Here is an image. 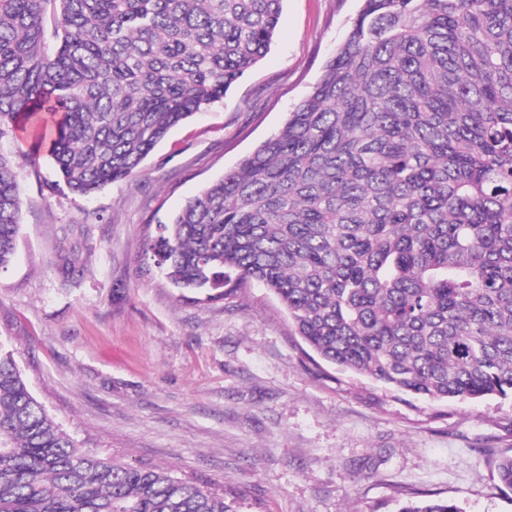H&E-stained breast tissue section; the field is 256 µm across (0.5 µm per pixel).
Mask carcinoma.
I'll return each mask as SVG.
<instances>
[{
    "instance_id": "obj_1",
    "label": "carcinoma",
    "mask_w": 512,
    "mask_h": 512,
    "mask_svg": "<svg viewBox=\"0 0 512 512\" xmlns=\"http://www.w3.org/2000/svg\"><path fill=\"white\" fill-rule=\"evenodd\" d=\"M282 2L0 0V138L47 123L58 181L90 197L247 75ZM22 208L0 152V271ZM157 229L175 286H266L340 371L512 398V0H363L281 128ZM496 466L512 490V456ZM0 512L238 510L78 448L0 351Z\"/></svg>"
}]
</instances>
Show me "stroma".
Wrapping results in <instances>:
<instances>
[{
    "label": "stroma",
    "mask_w": 512,
    "mask_h": 512,
    "mask_svg": "<svg viewBox=\"0 0 512 512\" xmlns=\"http://www.w3.org/2000/svg\"><path fill=\"white\" fill-rule=\"evenodd\" d=\"M359 8L285 0L248 75L92 198L56 185L38 129L1 138L24 205L0 273V347L78 447L240 494L239 512H396L430 494L512 512L484 454H512L511 398L433 406L386 391L309 356L267 288L209 302L144 257L149 227L284 122ZM74 248L86 266L62 276L51 262Z\"/></svg>",
    "instance_id": "stroma-1"
}]
</instances>
